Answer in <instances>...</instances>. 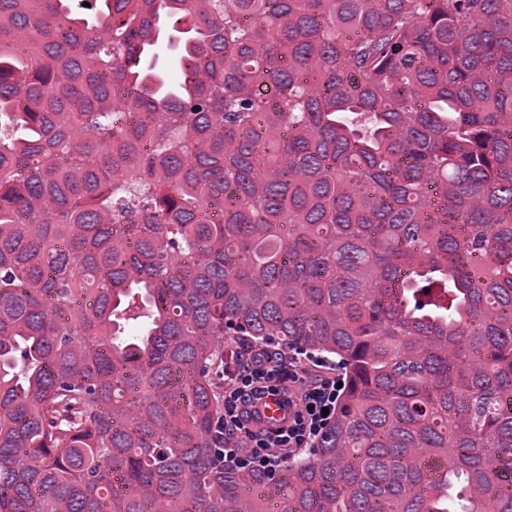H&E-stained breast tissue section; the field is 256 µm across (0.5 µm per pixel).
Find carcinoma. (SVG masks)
<instances>
[{
    "label": "carcinoma",
    "mask_w": 512,
    "mask_h": 512,
    "mask_svg": "<svg viewBox=\"0 0 512 512\" xmlns=\"http://www.w3.org/2000/svg\"><path fill=\"white\" fill-rule=\"evenodd\" d=\"M220 336L344 365L274 478ZM453 491L512 512V0H0V512Z\"/></svg>",
    "instance_id": "1"
}]
</instances>
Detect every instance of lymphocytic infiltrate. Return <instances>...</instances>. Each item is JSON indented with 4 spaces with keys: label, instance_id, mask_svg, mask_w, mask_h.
<instances>
[{
    "label": "lymphocytic infiltrate",
    "instance_id": "1",
    "mask_svg": "<svg viewBox=\"0 0 512 512\" xmlns=\"http://www.w3.org/2000/svg\"><path fill=\"white\" fill-rule=\"evenodd\" d=\"M224 463L239 469L275 473L292 453L316 447L325 436L339 398L336 376L324 371L322 360L303 351L292 353L264 344L224 354ZM281 396L288 422L262 425L259 402Z\"/></svg>",
    "mask_w": 512,
    "mask_h": 512
}]
</instances>
